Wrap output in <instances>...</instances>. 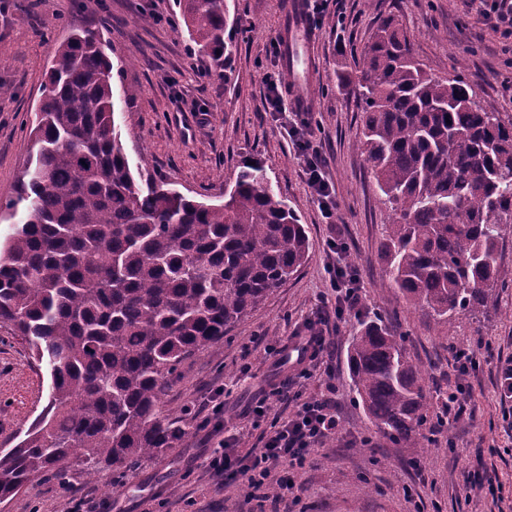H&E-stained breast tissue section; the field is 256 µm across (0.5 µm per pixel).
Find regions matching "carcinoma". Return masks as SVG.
<instances>
[{"label": "carcinoma", "mask_w": 512, "mask_h": 512, "mask_svg": "<svg viewBox=\"0 0 512 512\" xmlns=\"http://www.w3.org/2000/svg\"><path fill=\"white\" fill-rule=\"evenodd\" d=\"M189 39L224 70V0H176ZM364 151L390 205L389 280L453 331L497 299L500 243L512 225V116L486 111L471 85L439 79L387 22L357 59ZM112 61L96 33L55 49L35 151L17 196L26 214L0 247V322L50 374L48 404L0 448V503L74 462L124 473L176 447L183 416L160 409L183 362L305 263L304 225L247 165L224 201L141 186L114 132ZM351 383L371 422L415 450L433 442L424 369L378 316L349 342Z\"/></svg>", "instance_id": "cac0c4a2"}]
</instances>
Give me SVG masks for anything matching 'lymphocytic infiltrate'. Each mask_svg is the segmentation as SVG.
<instances>
[{
	"label": "lymphocytic infiltrate",
	"mask_w": 512,
	"mask_h": 512,
	"mask_svg": "<svg viewBox=\"0 0 512 512\" xmlns=\"http://www.w3.org/2000/svg\"><path fill=\"white\" fill-rule=\"evenodd\" d=\"M287 134L294 142L304 180L320 209L326 214H334L336 200L325 176V160L316 143L309 113H296L288 125ZM335 252L338 261L330 268L329 275L332 287L338 291L336 307L332 310L318 308L310 321L308 353L297 361L295 375L299 378H311L327 351L323 325L331 316H342L345 310L354 308L359 300L360 277L346 258V246H336ZM287 398L288 384L283 381L268 394L257 398L252 413L258 418L270 416L272 402ZM270 418L262 447L252 449L242 457L224 447L215 449L208 463L213 476L223 478L228 484L243 478L255 490L273 486L282 494L292 491L295 484L288 478V471L302 467L311 448L329 437L338 425L336 406L332 398L325 395L298 402L296 410L288 417Z\"/></svg>",
	"instance_id": "lymphocytic-infiltrate-1"
}]
</instances>
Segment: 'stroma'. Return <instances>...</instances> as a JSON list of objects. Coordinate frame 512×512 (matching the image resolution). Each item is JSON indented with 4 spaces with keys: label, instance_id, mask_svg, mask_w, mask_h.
<instances>
[{
    "label": "stroma",
    "instance_id": "1",
    "mask_svg": "<svg viewBox=\"0 0 512 512\" xmlns=\"http://www.w3.org/2000/svg\"><path fill=\"white\" fill-rule=\"evenodd\" d=\"M0 14V83L15 94L0 98V201L14 198L32 153L29 131L44 95V70L70 29L97 33L113 63L114 120L138 182H165L187 196L215 200L252 160L264 164L274 191L304 224L308 261L243 316L215 347L196 353L170 384L162 409L180 413L210 395L224 404L223 431L194 422L177 448L119 473L99 469L87 478L72 467L67 486L37 478L0 512H67L72 494L86 495L96 512H260L242 482L218 485L206 468L220 441L247 452L259 429L247 412L268 382L292 373L285 355L268 353L307 334L323 300H335L329 241L349 246L362 286L360 303L325 326L330 355L303 395L331 393L339 426L312 448L294 474L297 498L282 512H512V401H501L498 367L512 361V255L499 259L506 286L486 315H458L447 331L433 313L410 305L389 283L382 244L389 209L358 143L362 99L354 63L388 20L407 32L412 52L429 74L471 83L481 105L512 114V52L464 0H330L323 17L303 13L311 39L301 51L309 82L284 92L280 112L267 109L264 77L286 73L273 41L284 38L288 0H226L223 73L194 51L174 0H8ZM149 23H141V16ZM137 88L125 98V88ZM313 105L317 141L338 208L325 219L307 187L293 145L281 130L289 113ZM398 323L407 355L426 368L429 412H437L464 382L466 412L435 436L436 451L418 454L390 440L366 417L348 372V346L362 315ZM472 349L478 365L460 375L454 355ZM49 373L37 369L27 345L0 324V448L13 447L48 402ZM477 471L500 487L498 496L467 489Z\"/></svg>",
    "mask_w": 512,
    "mask_h": 512
}]
</instances>
